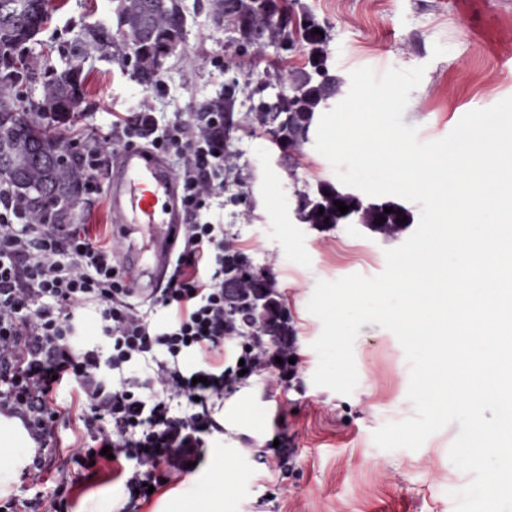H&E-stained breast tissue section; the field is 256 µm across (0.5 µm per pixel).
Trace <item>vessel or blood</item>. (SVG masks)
I'll list each match as a JSON object with an SVG mask.
<instances>
[{
    "label": "vessel or blood",
    "mask_w": 512,
    "mask_h": 512,
    "mask_svg": "<svg viewBox=\"0 0 512 512\" xmlns=\"http://www.w3.org/2000/svg\"><path fill=\"white\" fill-rule=\"evenodd\" d=\"M107 199L114 225L147 237L150 259L142 261L133 246H123L120 261L135 293L151 294L164 278L184 214L178 183L166 160L144 149H120L112 156Z\"/></svg>",
    "instance_id": "obj_1"
}]
</instances>
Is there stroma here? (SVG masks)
<instances>
[{
    "instance_id": "obj_1",
    "label": "stroma",
    "mask_w": 512,
    "mask_h": 512,
    "mask_svg": "<svg viewBox=\"0 0 512 512\" xmlns=\"http://www.w3.org/2000/svg\"><path fill=\"white\" fill-rule=\"evenodd\" d=\"M329 22V64L341 77L369 67L376 74L418 65L426 71L411 92L403 115L420 141L445 137L461 117L512 96V0H303ZM185 18L181 54L167 58L161 87L153 91L133 73L130 51L115 44L105 56L83 64L85 117L80 127H107L113 113L152 95L159 124L173 121L189 104L223 97L230 79L220 70L230 58L228 35L211 20L210 0H178ZM115 0H49V20L29 56L41 66L62 68L63 50L89 25L117 29ZM234 58V57H231ZM239 79L279 60L267 46L234 58ZM250 103L239 92L231 178L242 181L249 205L225 203L224 227L256 267L268 269L288 308L299 361L292 381L271 385L247 381L257 397L250 425L207 437L191 480L166 487L142 512H455L456 491L470 481L448 452L459 431L451 424L418 450L386 451L373 441L376 430L413 413L407 398L409 365L396 337L365 324L355 341L359 382L344 396L313 384L321 333L307 310L317 281L352 274L372 277L385 268L386 249L406 234L386 237L360 224L316 227L293 217L296 191L321 182L337 184L330 163L306 143L293 161L269 136L251 132ZM58 448L45 480L31 486L14 479L0 488L9 498L42 494L40 512H118L123 499L112 466L76 487L67 502L53 501L57 471L79 469L72 458L84 440L74 424H56Z\"/></svg>"
}]
</instances>
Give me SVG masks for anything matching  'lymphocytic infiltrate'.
I'll return each mask as SVG.
<instances>
[{
	"label": "lymphocytic infiltrate",
	"instance_id": "1",
	"mask_svg": "<svg viewBox=\"0 0 512 512\" xmlns=\"http://www.w3.org/2000/svg\"><path fill=\"white\" fill-rule=\"evenodd\" d=\"M72 121L61 116L56 128L80 152L85 170L76 211L98 204L116 150L141 147L171 158L185 222L163 286L144 303L125 282L117 236L104 241L87 224L37 222L0 185V415L18 419L34 442L22 477L38 485L54 453L55 423L65 413L57 389L74 385L82 432L114 456L120 512H140L150 499L144 485L159 490L179 482L189 463L200 461L206 436L221 429L215 406L240 383V370L293 378L296 342L251 351L250 333L237 326L224 286L225 255L236 246L223 224L208 217L230 168L223 110L193 105L162 129L145 97L100 133L76 131ZM89 305L107 346L82 340L78 314ZM160 309L161 323L154 319ZM229 342L243 366L226 364ZM190 356L197 359L191 370L184 365Z\"/></svg>",
	"mask_w": 512,
	"mask_h": 512
}]
</instances>
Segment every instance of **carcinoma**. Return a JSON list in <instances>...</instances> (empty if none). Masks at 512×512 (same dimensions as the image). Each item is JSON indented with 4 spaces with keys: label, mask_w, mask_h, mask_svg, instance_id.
<instances>
[{
    "label": "carcinoma",
    "mask_w": 512,
    "mask_h": 512,
    "mask_svg": "<svg viewBox=\"0 0 512 512\" xmlns=\"http://www.w3.org/2000/svg\"><path fill=\"white\" fill-rule=\"evenodd\" d=\"M212 19L237 44V55L271 44L280 51L285 67L251 73L245 83L255 123L273 140L292 149L308 141L316 113L341 89L343 80L329 65V25L320 22L299 0H211ZM123 20L122 43L134 56V75L143 85L154 84L160 74V47L184 39V22L177 0H117ZM48 21V0H0V183L39 219L68 224L71 210L84 191L85 173L77 151L59 141L51 127L62 112H73L82 98L84 77L79 61L112 47L114 39L105 28L93 26L70 48V62L44 72L26 54L33 40L27 27ZM320 29L323 34H314ZM301 53L302 61L288 58ZM279 85L283 92L270 98L266 91ZM304 223L363 224L384 235H397L407 224L399 219L407 210L392 201L366 202L359 196L322 183L313 193L297 191ZM349 207L341 214L334 205ZM393 212L386 213L384 208ZM323 214H318V211ZM385 222L378 223L379 217ZM237 273L248 291L235 296L242 321L256 341L276 344L288 340V308L269 274L241 254Z\"/></svg>",
    "instance_id": "carcinoma-1"
}]
</instances>
